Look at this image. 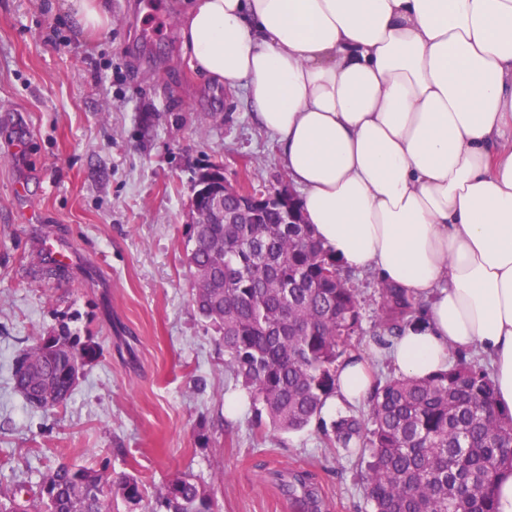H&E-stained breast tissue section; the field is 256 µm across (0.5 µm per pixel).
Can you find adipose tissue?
Instances as JSON below:
<instances>
[{"mask_svg":"<svg viewBox=\"0 0 512 512\" xmlns=\"http://www.w3.org/2000/svg\"><path fill=\"white\" fill-rule=\"evenodd\" d=\"M182 36L194 70L246 92L342 265L427 301L388 368L477 353L512 411V0H192ZM374 384L351 355L325 410Z\"/></svg>","mask_w":512,"mask_h":512,"instance_id":"1","label":"adipose tissue"}]
</instances>
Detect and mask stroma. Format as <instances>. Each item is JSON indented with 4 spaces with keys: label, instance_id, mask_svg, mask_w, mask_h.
Returning a JSON list of instances; mask_svg holds the SVG:
<instances>
[{
    "label": "stroma",
    "instance_id": "stroma-1",
    "mask_svg": "<svg viewBox=\"0 0 512 512\" xmlns=\"http://www.w3.org/2000/svg\"><path fill=\"white\" fill-rule=\"evenodd\" d=\"M139 2L106 0L112 22L91 35L67 0H0V492H37L62 462L104 461L152 495L190 475L216 512H297L282 483L307 471L322 512H372L364 464L322 433L337 413L259 433L222 340L194 311L183 260L195 171L220 162L229 182L273 184L286 172L244 91L192 68L185 0H157L173 23L146 42ZM51 233L78 254L57 276L40 253ZM349 277L367 352L380 279ZM63 325L98 356L65 406L37 411L14 388V363Z\"/></svg>",
    "mask_w": 512,
    "mask_h": 512
}]
</instances>
